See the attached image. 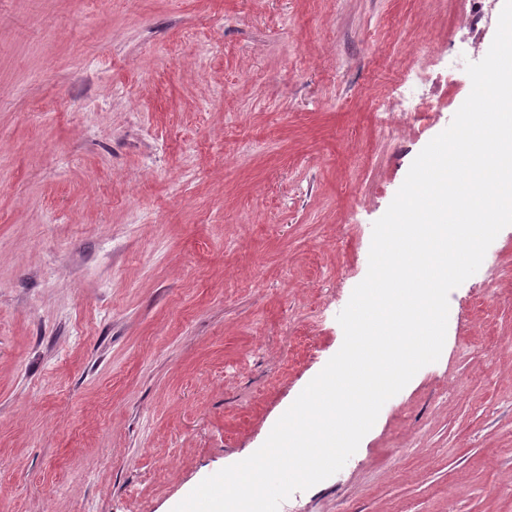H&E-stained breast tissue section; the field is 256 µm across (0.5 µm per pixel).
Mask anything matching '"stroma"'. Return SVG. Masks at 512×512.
Wrapping results in <instances>:
<instances>
[{"mask_svg": "<svg viewBox=\"0 0 512 512\" xmlns=\"http://www.w3.org/2000/svg\"><path fill=\"white\" fill-rule=\"evenodd\" d=\"M504 3L0 0V512H172L264 443ZM279 512H512V226Z\"/></svg>", "mask_w": 512, "mask_h": 512, "instance_id": "obj_1", "label": "stroma"}]
</instances>
